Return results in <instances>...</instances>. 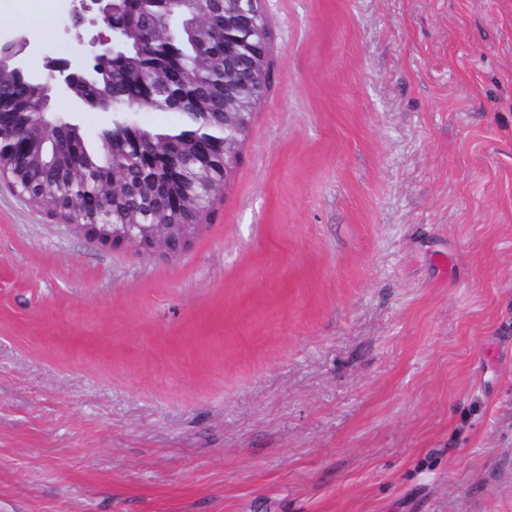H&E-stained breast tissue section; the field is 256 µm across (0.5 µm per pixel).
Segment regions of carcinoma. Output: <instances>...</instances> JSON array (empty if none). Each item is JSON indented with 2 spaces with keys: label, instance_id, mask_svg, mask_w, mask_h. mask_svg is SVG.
Segmentation results:
<instances>
[{
  "label": "carcinoma",
  "instance_id": "1",
  "mask_svg": "<svg viewBox=\"0 0 512 512\" xmlns=\"http://www.w3.org/2000/svg\"><path fill=\"white\" fill-rule=\"evenodd\" d=\"M153 39L139 48L133 25L126 47L100 66L96 79L76 87L92 99L112 92V127L91 142L79 127L66 129L72 151L56 156L49 144L28 147L19 129L40 110L39 92L0 74V141L28 153V164L4 153L0 165L11 183L34 203L99 224L95 198L107 199L111 224H197L224 187V152L206 167L196 162L203 137L224 138V0L149 7ZM258 91L239 88L233 112L251 111ZM142 111L176 112L180 121L164 129L142 125Z\"/></svg>",
  "mask_w": 512,
  "mask_h": 512
}]
</instances>
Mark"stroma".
<instances>
[{
    "mask_svg": "<svg viewBox=\"0 0 512 512\" xmlns=\"http://www.w3.org/2000/svg\"><path fill=\"white\" fill-rule=\"evenodd\" d=\"M0 0L80 63L97 33ZM176 260L0 179V512H512V0H266Z\"/></svg>",
    "mask_w": 512,
    "mask_h": 512,
    "instance_id": "1",
    "label": "stroma"
}]
</instances>
